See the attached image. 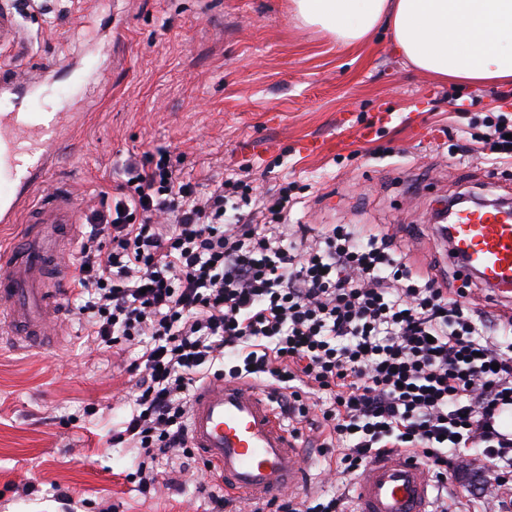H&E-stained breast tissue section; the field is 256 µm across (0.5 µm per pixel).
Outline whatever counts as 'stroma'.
<instances>
[{
    "instance_id": "35a3bbf8",
    "label": "stroma",
    "mask_w": 512,
    "mask_h": 512,
    "mask_svg": "<svg viewBox=\"0 0 512 512\" xmlns=\"http://www.w3.org/2000/svg\"><path fill=\"white\" fill-rule=\"evenodd\" d=\"M16 4L26 49L0 54V66L21 76L55 64L42 106L72 103L81 117L41 189L64 185L84 215L111 207L129 153L163 148L194 183L237 172L271 195L295 183L289 223L314 234L376 225L415 265L445 272L439 201H512V164L461 160L455 148L473 118L512 113V86L433 81L386 33L336 45L295 21L290 0H0ZM344 122L376 132L322 156L300 151L304 139L339 137ZM63 304L54 343L0 335V512H211L217 482L203 460L159 463L150 492L129 481L133 454L112 432L141 350H99ZM335 461V450L305 447L309 492L351 489L324 481Z\"/></svg>"
}]
</instances>
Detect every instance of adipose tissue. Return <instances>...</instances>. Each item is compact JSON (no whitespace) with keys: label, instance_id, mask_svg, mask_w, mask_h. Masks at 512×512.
<instances>
[{"label":"adipose tissue","instance_id":"adipose-tissue-1","mask_svg":"<svg viewBox=\"0 0 512 512\" xmlns=\"http://www.w3.org/2000/svg\"><path fill=\"white\" fill-rule=\"evenodd\" d=\"M301 24L337 45L386 30L406 61L441 81L512 82V0H291Z\"/></svg>","mask_w":512,"mask_h":512}]
</instances>
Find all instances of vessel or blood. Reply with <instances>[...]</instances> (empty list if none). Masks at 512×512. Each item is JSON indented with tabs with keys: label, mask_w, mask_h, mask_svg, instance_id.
Here are the masks:
<instances>
[{
	"label": "vessel or blood",
	"mask_w": 512,
	"mask_h": 512,
	"mask_svg": "<svg viewBox=\"0 0 512 512\" xmlns=\"http://www.w3.org/2000/svg\"><path fill=\"white\" fill-rule=\"evenodd\" d=\"M25 36L12 11L0 10V48L21 47ZM41 86L35 77L0 79V223L26 212L19 242L0 251V333L26 345L50 335L67 273L55 240L74 236L80 203L57 188L33 207L25 201L58 153L69 112H26ZM448 259L485 287L512 283V220L498 211L463 207L448 226ZM188 434L226 487L260 503L304 482L302 451L281 427L266 392L213 380L196 390ZM427 468L403 451L373 459L354 483V512H434Z\"/></svg>",
	"instance_id": "vessel-or-blood-1"
}]
</instances>
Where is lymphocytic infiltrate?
Returning <instances> with one entry per match:
<instances>
[{
    "mask_svg": "<svg viewBox=\"0 0 512 512\" xmlns=\"http://www.w3.org/2000/svg\"><path fill=\"white\" fill-rule=\"evenodd\" d=\"M472 127L462 154L487 145L512 160L511 117ZM127 175L74 257L76 314L102 350L143 347L114 436L135 452L142 490L160 459L193 457L187 403L200 383L268 377L295 437L319 410L335 475L405 449L447 491L436 512H463L457 463L479 459L495 471L481 512H512V430L497 424L512 414V316L488 327L464 289L415 268L381 230L334 224L289 238L293 184L262 202L260 224L244 178L199 191L161 150ZM267 507L348 512L343 496L323 493L289 492Z\"/></svg>",
    "mask_w": 512,
    "mask_h": 512,
    "instance_id": "obj_1",
    "label": "lymphocytic infiltrate"
}]
</instances>
